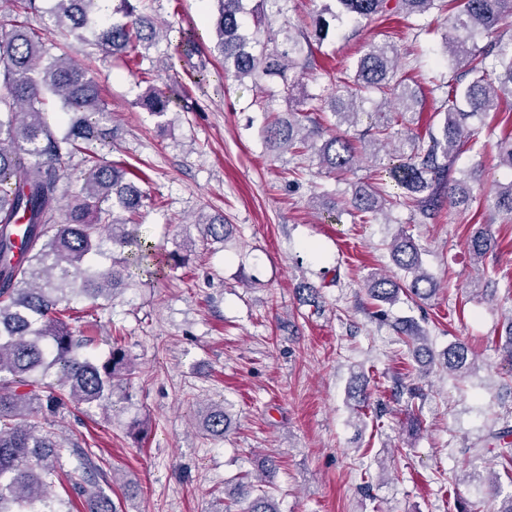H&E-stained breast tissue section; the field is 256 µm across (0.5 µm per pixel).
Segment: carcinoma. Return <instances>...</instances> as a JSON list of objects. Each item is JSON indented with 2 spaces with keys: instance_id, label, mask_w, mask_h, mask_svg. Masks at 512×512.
<instances>
[{
  "instance_id": "cac0c4a2",
  "label": "carcinoma",
  "mask_w": 512,
  "mask_h": 512,
  "mask_svg": "<svg viewBox=\"0 0 512 512\" xmlns=\"http://www.w3.org/2000/svg\"><path fill=\"white\" fill-rule=\"evenodd\" d=\"M10 2L13 13L0 20V84L6 90L0 96V512H73V500H57L49 492L63 470L59 444L28 418L52 416L70 403L91 407L111 399L119 375H132V359L116 339L102 362L84 354L92 337L75 334L64 313L72 301L81 299L88 302L85 314L92 317L99 300L114 299L135 277L157 280L179 260L172 253L157 252L140 237L134 216L147 196L127 179L126 170L104 161L98 152V145L113 134L98 85L70 55H51L42 37L20 21L21 15L36 9V0ZM215 2L214 50L223 58L224 72L240 79L277 74L284 96L299 106L267 125L264 140L269 148H310L320 169L344 183L358 153L370 146L373 166L402 190L400 198L413 216L433 219L445 205L460 212L472 208L480 171L455 168L460 152L473 148L481 134L470 120L492 110L502 98H512V36H497L486 47L478 46L475 37L495 32L512 14V0H333L336 8L324 5L322 12L334 20L356 26L388 14L411 19L433 9L446 13L444 25L452 35L444 38V53L462 75L448 83L438 127L428 128L423 136L399 138L385 154L377 144L391 138V122H412L420 104L418 91L398 69L394 43L369 42L354 74H344L336 93L323 98L302 88L313 57L304 32L295 36L289 28H268L267 41L281 34L283 49L258 52L260 29L250 33L244 27L245 0ZM99 3L54 0L53 25L84 28L101 19L102 11L94 10ZM114 12L124 21L103 22L98 32L99 42L112 53L157 45L160 30L139 12L135 0H117ZM304 51L300 66L297 57ZM48 96L56 98L68 116L60 137L50 130ZM375 98V111H364L362 104ZM142 105L163 118L169 99L151 92ZM326 110L336 118L331 128L303 124L311 114ZM364 117H376L378 123L360 131ZM497 149L500 164L512 170V133L498 141ZM77 153L83 155L82 192L60 224L55 221L60 181ZM336 195L343 210L362 220L368 215L375 220L394 204L392 197L362 181L349 183ZM485 202L512 218V182L498 186ZM196 227L203 238L215 242L228 234L222 220L198 221ZM468 247L477 265L496 248V241L484 227L473 233ZM390 250L394 264L407 273L406 280L373 275L367 288L370 299L390 303L403 292L424 303L435 296L439 285L422 269L413 237L401 232ZM97 256L112 257V264L97 263ZM401 333L414 354L429 352L419 329L406 326ZM470 354L462 341L449 344L443 368L465 374ZM230 424L222 405L209 407L203 417L211 436H224ZM489 439L501 448L505 475L512 476V426L504 422ZM72 453L78 461L72 494L83 502L84 512H119L100 483L103 471L91 454L83 448ZM236 499L246 503L245 512H279L274 500L249 482L238 484Z\"/></svg>"
}]
</instances>
